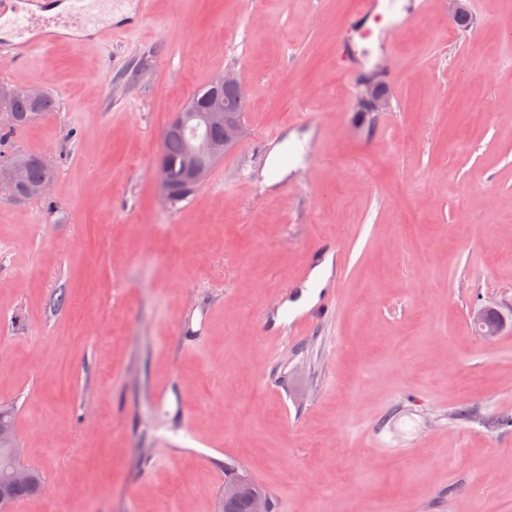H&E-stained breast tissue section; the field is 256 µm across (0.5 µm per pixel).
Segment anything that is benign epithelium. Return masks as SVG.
Here are the masks:
<instances>
[{"mask_svg": "<svg viewBox=\"0 0 512 512\" xmlns=\"http://www.w3.org/2000/svg\"><path fill=\"white\" fill-rule=\"evenodd\" d=\"M214 89L231 87L237 95V105L228 106L224 98L217 95L213 98L207 112H179L170 127L188 132L189 143L184 159L185 181L193 188L200 187L208 177L212 164L224 151L239 142L245 111L241 104L246 99V85L234 72H226L215 78ZM363 103L375 112H383L388 108L386 94L380 91L382 82L369 78L363 82ZM212 126L224 127V138L211 139L203 136L204 130ZM157 181L166 202H171L174 194L167 177V169L163 162L157 163ZM18 172L15 165L6 159L0 160V195L10 200L21 198L17 192ZM471 320L478 333L490 340L498 336L502 330L501 315L492 307L484 306L471 313ZM256 481L247 473H234L224 480V506L231 508L239 502L247 505L248 512H271L269 494L254 490Z\"/></svg>", "mask_w": 512, "mask_h": 512, "instance_id": "benign-epithelium-1", "label": "benign epithelium"}]
</instances>
